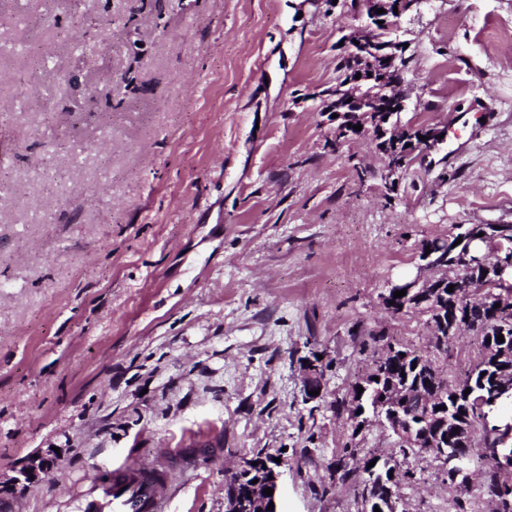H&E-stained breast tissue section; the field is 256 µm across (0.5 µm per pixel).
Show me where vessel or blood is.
<instances>
[{"label":"vessel or blood","mask_w":512,"mask_h":512,"mask_svg":"<svg viewBox=\"0 0 512 512\" xmlns=\"http://www.w3.org/2000/svg\"><path fill=\"white\" fill-rule=\"evenodd\" d=\"M168 473L150 479L119 465L93 478L75 496L77 512H169Z\"/></svg>","instance_id":"1"}]
</instances>
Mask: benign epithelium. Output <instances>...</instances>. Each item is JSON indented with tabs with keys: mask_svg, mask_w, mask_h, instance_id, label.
Here are the masks:
<instances>
[{
	"mask_svg": "<svg viewBox=\"0 0 512 512\" xmlns=\"http://www.w3.org/2000/svg\"><path fill=\"white\" fill-rule=\"evenodd\" d=\"M377 2L379 0H361L358 9V15L366 17L371 34L358 38L342 37L346 51L357 59L354 69L355 72L361 74V77L357 79L353 75L350 76L347 80V84L351 85L349 89L341 85L334 90L319 93L322 100V111L337 114L336 145L338 146L356 138L362 139L373 134L375 128H383L384 117L387 116L388 108L391 107L399 111L406 106V98L400 92V87L405 82L403 70H398V77H389V74L397 67V61L404 58V44L394 39L386 45L382 42L379 33L382 31L391 34L398 32L402 16L420 4L422 0H413L409 4L404 0H384L385 6L382 14L376 13V9H378ZM377 79L387 82L385 97L374 112V121H360L362 129L354 136L349 130L348 123L352 122V116L360 111L361 85L364 82H373ZM411 157L412 153L407 150L401 152L396 149L389 153V159L379 172L380 179L389 186L393 185L395 176L409 165ZM462 243L465 244V248L454 258L459 273L462 274L475 265L486 263L489 255L496 254L498 255V261L495 263L496 280L502 284L512 282V255L507 258L501 256V253L509 252L512 249L499 242L495 235L487 230L483 232L481 237L476 233L469 232L462 236ZM428 248L434 249V244L430 242L427 247L420 249L417 275L409 280L387 282L383 297L387 298L394 295V292L401 290L406 291V295L410 296L415 290L419 288L426 289L430 286V283L424 280L425 273L433 266V254L426 253ZM303 374L309 378L308 384L304 387L305 400L313 402L317 400V397L310 395V392L322 390V378L318 374L317 364L310 362L305 364ZM494 390V399L496 400L508 394L512 395V368L504 369L494 385ZM402 400H404V393L401 388L397 387L390 392L389 400L385 404V407L388 408L387 424L400 433L405 430L412 431L410 420L403 415L400 408ZM431 452L438 455L443 461L448 472L451 473L455 485L459 487L473 486L472 477L475 473V468L472 465L473 455L466 450L452 451L446 449L441 444L431 447ZM487 462L501 475L511 471L512 447L495 449L493 453L487 454ZM284 466L285 462L283 461L266 465L267 473L272 475V479L264 480L263 488L272 489L273 495L268 496L261 491L254 493L250 491L242 495L235 493L225 499V512H278L276 505L279 504L282 468ZM57 471L58 462L55 457L39 456L29 468L21 471L19 476L13 479L12 487L16 489L31 482V477H35L39 473L48 475ZM488 500L495 503L498 509L512 507V484L502 479L499 480L496 489L491 492ZM271 503L275 504V508L270 511L268 506Z\"/></svg>",
	"mask_w": 512,
	"mask_h": 512,
	"instance_id": "benign-epithelium-1",
	"label": "benign epithelium"
}]
</instances>
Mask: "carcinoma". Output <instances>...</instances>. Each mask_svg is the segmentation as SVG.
<instances>
[{"label": "carcinoma", "instance_id": "obj_1", "mask_svg": "<svg viewBox=\"0 0 512 512\" xmlns=\"http://www.w3.org/2000/svg\"><path fill=\"white\" fill-rule=\"evenodd\" d=\"M444 252L435 257L441 267V280L435 288V299H405L396 302L392 313L417 312L425 317V324L437 322L442 315L452 318L490 342L481 346L479 355L467 370L459 376L450 375L448 348L440 341L431 340L429 350L418 351L395 339L382 334L371 336L374 345L370 368L358 376L351 386L356 389L364 386L362 408L366 417H375L384 411L381 395L390 386L400 385L406 390L405 414L412 422L420 416H431V424L421 428L410 438L397 431H391L396 438L394 448L386 455L368 453L363 457L361 470L351 467L356 450L350 449L336 459L334 469L329 473V483L321 484L326 494L333 487L349 488L355 495L383 499V495L397 486L398 480L410 479L413 473L402 469V463L411 455L420 456L426 452V443L440 436L449 448H470L478 446L484 450L500 447L505 434L495 427L481 426V415L485 405L492 398V386L499 369L495 352L501 348L512 350V308L495 307L500 296L512 294V288H505L492 278V272L468 271L467 279L486 287L485 302H471L467 299L466 288L456 276L455 266L450 263L445 250L448 240H439ZM453 291H448V287ZM503 335L504 342L497 340ZM469 394H464L465 390ZM346 415V423L351 428V437H356L362 428L355 421V414L347 405V400H336V415ZM260 454H254L244 462L238 490L247 488L255 479L264 477V463ZM374 466H369L371 461Z\"/></svg>", "mask_w": 512, "mask_h": 512}]
</instances>
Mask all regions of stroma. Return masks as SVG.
<instances>
[{"mask_svg": "<svg viewBox=\"0 0 512 512\" xmlns=\"http://www.w3.org/2000/svg\"><path fill=\"white\" fill-rule=\"evenodd\" d=\"M360 25L332 0H0V485L55 448L62 468L0 505L75 512L123 462L174 474L172 512H224L261 450L288 462L280 512H360L320 483L351 441L394 439L352 436L336 401L371 334L430 338L387 281L424 240L512 224V0L403 17L400 124L447 139L390 191L316 98ZM408 466L402 512H456L440 461Z\"/></svg>", "mask_w": 512, "mask_h": 512, "instance_id": "stroma-1", "label": "stroma"}]
</instances>
